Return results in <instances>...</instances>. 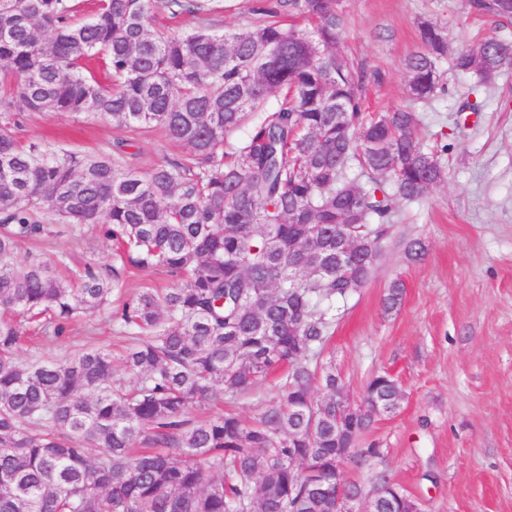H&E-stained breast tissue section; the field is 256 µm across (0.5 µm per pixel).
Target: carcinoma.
I'll return each mask as SVG.
<instances>
[{
    "instance_id": "1",
    "label": "carcinoma",
    "mask_w": 512,
    "mask_h": 512,
    "mask_svg": "<svg viewBox=\"0 0 512 512\" xmlns=\"http://www.w3.org/2000/svg\"><path fill=\"white\" fill-rule=\"evenodd\" d=\"M252 2L248 28L169 35L152 24L159 6L199 18L224 0H98L82 22L75 0H0V512H336L294 451L333 458L378 414L351 415L336 374L311 363L336 299L370 279L399 203L447 180L448 145L425 148L408 108L365 119V76L336 52L338 0ZM469 7L512 22V0ZM420 30L404 64L413 101L442 88L448 55L438 26ZM95 55L107 86L82 71ZM452 65L493 83L512 71V44L484 38ZM24 111L106 115L159 129L181 152L141 172L122 142L112 157L24 146L14 135ZM36 209L96 225L120 265L64 280L36 256L14 266L19 242L44 230ZM131 268L174 282L115 313L130 334L120 358L130 383L113 378L103 348L19 359L22 320L60 338ZM403 292L390 282L384 310ZM279 371L283 392L254 424L190 417ZM400 401L389 374L367 382L366 407Z\"/></svg>"
}]
</instances>
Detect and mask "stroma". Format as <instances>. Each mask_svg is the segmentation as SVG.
Listing matches in <instances>:
<instances>
[{"mask_svg": "<svg viewBox=\"0 0 512 512\" xmlns=\"http://www.w3.org/2000/svg\"><path fill=\"white\" fill-rule=\"evenodd\" d=\"M340 9L336 50L366 73L367 116L411 106L421 142L449 145L446 182L401 204L369 281L335 304L319 369L336 373L354 406L376 372H389L402 390L399 408L366 435L380 451L376 468L348 462L344 478L367 497L384 471L422 512H512V73L486 85L444 59L443 91L415 103L404 73L405 57L420 46V23L441 27L453 52L487 36L512 43V24L464 0H340ZM15 134L91 155L126 139L142 171L178 152L161 131L70 113H25ZM37 219L49 233L21 242L16 263L37 255L55 269L111 267L112 246L95 227ZM415 239L427 254L411 263L405 249ZM397 278L403 302L388 313L382 297ZM126 342L107 307L77 319L62 338L23 346L20 357L60 361L89 346L117 356Z\"/></svg>", "mask_w": 512, "mask_h": 512, "instance_id": "stroma-1", "label": "stroma"}]
</instances>
